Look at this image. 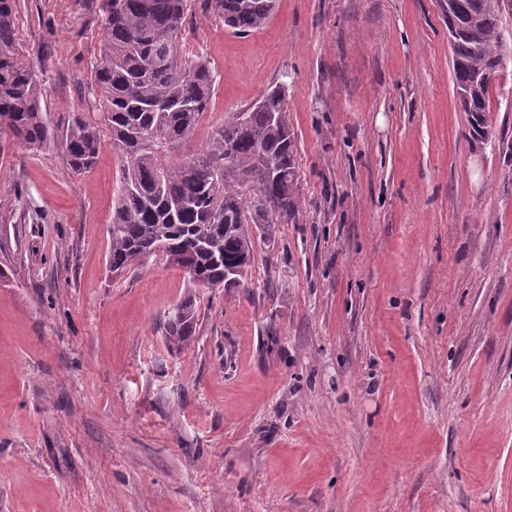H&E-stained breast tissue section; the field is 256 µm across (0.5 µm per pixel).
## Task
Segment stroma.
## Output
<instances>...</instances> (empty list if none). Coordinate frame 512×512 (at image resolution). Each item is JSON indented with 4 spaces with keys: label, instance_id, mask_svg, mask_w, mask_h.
Masks as SVG:
<instances>
[{
    "label": "stroma",
    "instance_id": "stroma-1",
    "mask_svg": "<svg viewBox=\"0 0 512 512\" xmlns=\"http://www.w3.org/2000/svg\"><path fill=\"white\" fill-rule=\"evenodd\" d=\"M43 117L97 118L103 0H16ZM447 0H277L189 143L284 86L297 211L248 285L108 266L119 165L0 131V512H512V57L473 133ZM187 348L163 336L185 296Z\"/></svg>",
    "mask_w": 512,
    "mask_h": 512
}]
</instances>
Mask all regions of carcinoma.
Instances as JSON below:
<instances>
[{"label": "carcinoma", "instance_id": "1", "mask_svg": "<svg viewBox=\"0 0 512 512\" xmlns=\"http://www.w3.org/2000/svg\"><path fill=\"white\" fill-rule=\"evenodd\" d=\"M275 0H204L206 13L237 33L262 28ZM512 0H448L452 80L460 108L483 129L490 90L503 68L502 23ZM187 0H104L102 45L94 68L101 120L72 115L63 132L74 173L97 163L108 133L119 182L108 225V263L122 271L154 254L195 266L204 288L228 277L245 287L257 240H275L276 225L297 209V146L284 88L267 90L211 131L205 146L182 154L209 111L216 73L184 48ZM15 0H0V128L31 148L54 135L43 119V79L20 59ZM254 224L258 234L249 225ZM164 323L183 348L198 311L188 296Z\"/></svg>", "mask_w": 512, "mask_h": 512}]
</instances>
